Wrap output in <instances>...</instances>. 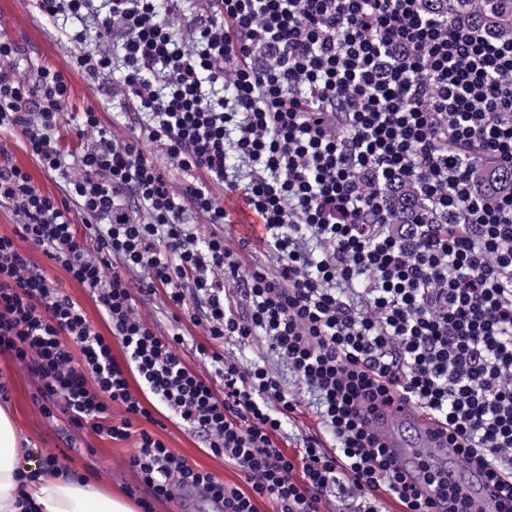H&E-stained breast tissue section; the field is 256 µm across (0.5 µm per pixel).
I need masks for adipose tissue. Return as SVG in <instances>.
Listing matches in <instances>:
<instances>
[{"label": "adipose tissue", "mask_w": 512, "mask_h": 512, "mask_svg": "<svg viewBox=\"0 0 512 512\" xmlns=\"http://www.w3.org/2000/svg\"><path fill=\"white\" fill-rule=\"evenodd\" d=\"M20 439L8 410L0 408V512H134L120 500L92 485L78 483L60 473L38 475L26 488L33 510L19 505L16 474L21 461Z\"/></svg>", "instance_id": "ef3b65f1"}]
</instances>
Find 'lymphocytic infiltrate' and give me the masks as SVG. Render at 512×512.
Wrapping results in <instances>:
<instances>
[{
	"instance_id": "f902f5d3",
	"label": "lymphocytic infiltrate",
	"mask_w": 512,
	"mask_h": 512,
	"mask_svg": "<svg viewBox=\"0 0 512 512\" xmlns=\"http://www.w3.org/2000/svg\"><path fill=\"white\" fill-rule=\"evenodd\" d=\"M33 2L69 22L74 67L27 78L0 33V210L15 224L0 234V354L28 372L44 417L70 438L132 442L125 492L142 512L187 497L210 512H323L331 495L349 512H386L388 497L401 512H472L474 470L494 512H512V192L477 187L478 169L512 170V37L423 0ZM88 79L125 99L121 126L80 107ZM398 181L419 200L405 224ZM227 194L261 219L273 266L229 244ZM31 247L89 292L103 327ZM157 294L164 325L137 308ZM259 335L296 387L225 361V343ZM306 390L319 430L290 452L274 438ZM403 400L457 469L421 460L412 482L377 445L375 413ZM169 421L245 487L176 455Z\"/></svg>"
}]
</instances>
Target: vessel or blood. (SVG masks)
<instances>
[{"instance_id": "obj_1", "label": "vessel or blood", "mask_w": 512, "mask_h": 512, "mask_svg": "<svg viewBox=\"0 0 512 512\" xmlns=\"http://www.w3.org/2000/svg\"><path fill=\"white\" fill-rule=\"evenodd\" d=\"M231 210L236 216V230L245 238L258 241L261 235L258 218L239 204L232 205ZM373 429L377 442L387 448L405 470H414L422 458L441 469L448 465V449L438 447L430 426L411 404H403L395 414L377 417Z\"/></svg>"}]
</instances>
